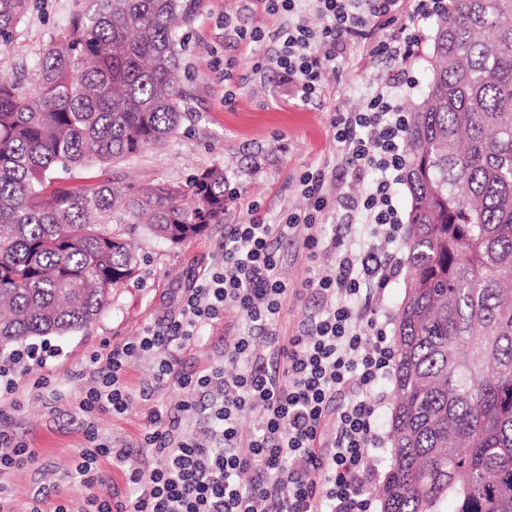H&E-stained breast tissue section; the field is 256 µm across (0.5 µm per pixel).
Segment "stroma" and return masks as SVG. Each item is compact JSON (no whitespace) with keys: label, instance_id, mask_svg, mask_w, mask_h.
<instances>
[{"label":"stroma","instance_id":"35a3bbf8","mask_svg":"<svg viewBox=\"0 0 512 512\" xmlns=\"http://www.w3.org/2000/svg\"><path fill=\"white\" fill-rule=\"evenodd\" d=\"M85 0H30V8L15 47L0 48V71L33 72L50 36L66 26ZM233 18L246 30L260 29L258 41H241L224 27ZM280 18L266 14L257 0H203L183 33L180 101L184 118L175 137L162 146L145 149L133 159L101 172L115 181H188L198 169L219 165L228 176L224 192V221L200 236L169 247L145 231H137L134 246L142 259L141 279L124 288L111 311L91 327L63 336L35 339V348L19 367V388L0 377V428L38 454L35 465L0 475V494L13 501L16 512H26L35 494L50 501L76 502L87 491L75 466L90 436L127 447L128 464L101 459L100 470L109 483L125 487L129 463L141 461L147 415L156 409L173 412L183 398L176 385L138 399L142 382L153 373L154 358H140L125 381L135 400L122 415L88 413L78 406L81 395L93 387L91 359L107 353L139 334L157 317L177 312L189 279L218 261L224 253V227L249 218L257 206L264 223H280L284 214L305 210L309 202L299 185L307 171L323 170L333 176L338 163L332 121L337 111L362 110L378 91L400 95L403 104L420 102L429 78L428 57L434 20L420 21L421 55L406 65L371 56L356 44L343 58L322 70L316 107L293 99L268 58L277 47ZM262 70H254V63ZM282 276L289 287H301L310 271L332 274L334 252L320 253L308 266L296 242L282 244ZM248 325L234 310L203 331L202 338L179 355L187 374L219 365L224 339L246 333Z\"/></svg>","mask_w":512,"mask_h":512}]
</instances>
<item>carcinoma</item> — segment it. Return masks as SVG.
Segmentation results:
<instances>
[{
	"instance_id": "1",
	"label": "carcinoma",
	"mask_w": 512,
	"mask_h": 512,
	"mask_svg": "<svg viewBox=\"0 0 512 512\" xmlns=\"http://www.w3.org/2000/svg\"><path fill=\"white\" fill-rule=\"evenodd\" d=\"M201 0H91L34 82L0 73V358L85 329L138 275L125 235L224 222V168L179 183L65 182L173 137L179 31ZM29 0H0V48ZM408 108L407 287L382 512H512V0H448Z\"/></svg>"
}]
</instances>
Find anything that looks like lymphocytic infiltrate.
Masks as SVG:
<instances>
[{
	"instance_id": "1",
	"label": "lymphocytic infiltrate",
	"mask_w": 512,
	"mask_h": 512,
	"mask_svg": "<svg viewBox=\"0 0 512 512\" xmlns=\"http://www.w3.org/2000/svg\"><path fill=\"white\" fill-rule=\"evenodd\" d=\"M261 2L267 14L284 19L275 63L306 104L319 90L323 65L349 41L368 38L370 22L394 16L400 0H313L312 24L298 17L299 0ZM419 49L417 32L404 25L397 36L374 40L370 52L405 64ZM333 127L341 192L329 195L323 177L309 173L301 181L310 202L304 213L290 214L282 224L252 218L225 225L223 260L186 288L177 320L146 326L101 357L100 380L82 397L83 409L125 414L131 405L125 374L146 353L154 355L155 366L141 399L171 382L186 392L177 415L155 410L147 418L144 441L157 460L149 471L131 470L135 496L114 510L91 493L74 511L36 496L29 512H371L376 471L367 458L383 445L376 411L382 384L393 373L394 351L388 321L369 315L361 301L386 287L400 266L379 243L396 240L402 227L395 191L405 168L407 114L397 96L381 93L363 111L339 113ZM370 169L380 173L372 190L356 198L346 193V185ZM344 206L370 232L334 226L328 244L336 268L309 284L328 303L298 333H283L280 315L289 288L280 275L279 244L301 240L307 259L316 260L326 244L316 230L319 216ZM229 307L265 336L264 357H253L251 337H228L223 364L194 378L182 374L176 351L196 342ZM207 396L213 399L211 448L183 428ZM256 407L261 422L245 428L247 413ZM330 424L335 432L328 439ZM248 471L252 480L241 483Z\"/></svg>"
}]
</instances>
